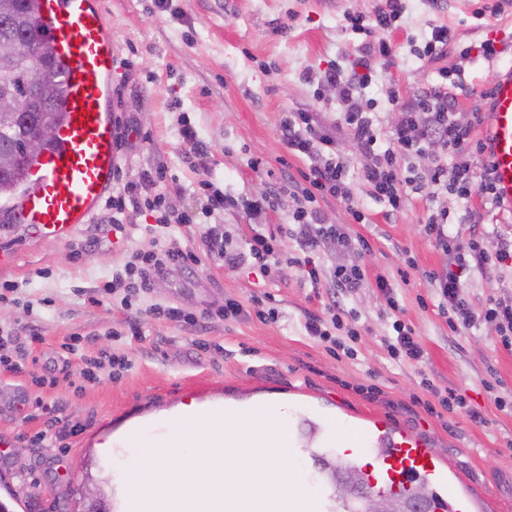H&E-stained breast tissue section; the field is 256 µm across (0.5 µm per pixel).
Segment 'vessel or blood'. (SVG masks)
Listing matches in <instances>:
<instances>
[{"label":"vessel or blood","instance_id":"1","mask_svg":"<svg viewBox=\"0 0 512 512\" xmlns=\"http://www.w3.org/2000/svg\"><path fill=\"white\" fill-rule=\"evenodd\" d=\"M37 15L53 37L63 69L62 120L56 147L34 165L30 187L13 213L17 222L62 239L90 221L115 182L117 130L109 103L116 46L97 0H38ZM489 125L493 180L500 199L512 206V67L494 85ZM328 441L336 455L361 469L369 494L399 492L413 502L424 489L428 512H475L471 498L454 489L450 473L429 445L387 419L370 420L359 434L336 431ZM222 508L307 512L300 499Z\"/></svg>","mask_w":512,"mask_h":512}]
</instances>
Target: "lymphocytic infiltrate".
I'll list each match as a JSON object with an SVG mask.
<instances>
[{"label":"lymphocytic infiltrate","mask_w":512,"mask_h":512,"mask_svg":"<svg viewBox=\"0 0 512 512\" xmlns=\"http://www.w3.org/2000/svg\"><path fill=\"white\" fill-rule=\"evenodd\" d=\"M406 10L404 0H381L373 17L361 14L347 15L350 29L355 33H377L378 39L366 43L358 60L357 70L348 72L332 68L316 74L318 85L335 87L342 106V125L359 140L364 149L363 179L369 196L382 199L390 211H402L410 194L423 192L436 199L448 194L465 202L461 214L441 207L431 211L425 223L428 237L447 258L438 272H430L429 280L435 288L441 311L449 312L450 328H471L477 323L463 294L460 273L470 266H482L492 260L500 262L512 258V227L493 225L492 229L473 235L468 242H460L453 231L454 224H481L486 219L484 205L501 208L493 179L487 140H473L472 131L482 126L485 113H472L468 122L456 119L452 98L447 87L435 86L406 101L393 94L389 97L392 109L401 117L391 127L387 148L379 146V131L369 110L365 90L370 82L372 59L390 61L391 45L384 34L392 29ZM282 144L288 153L306 156L310 165L302 178L285 174L284 189L297 201L292 215L293 226L285 234L296 240L304 258L300 265L311 283H318L319 273L309 257L322 242L332 240L342 245H356L358 251L369 250L367 240H352L347 225L323 223L318 206L320 200L334 197L351 200V189L345 180V170L336 159V137L310 112H289L281 120ZM428 156L429 165L424 176L404 174L400 163L413 156ZM480 196L482 209L469 208L472 196ZM276 198L262 195L248 200L245 210L255 225L246 250L228 247L226 239L217 230L207 236L211 252L223 258L225 267L237 268L247 261L259 264L263 271H271L279 263V251L273 236L265 234L260 219L272 210ZM146 208L156 214L158 228L168 229L186 223L187 217L164 208L161 197L140 199L135 183H127L122 195L113 197L112 208L123 211L126 206ZM191 254L176 245L166 246L160 253L135 254L128 263L127 273L137 274L136 291L147 292L153 277L165 270L182 269L191 261ZM360 266H341L336 270L337 293L326 306V316L309 315L303 329L306 336L331 342L336 332L357 338L358 315L347 309L344 298L363 285Z\"/></svg>","instance_id":"1"}]
</instances>
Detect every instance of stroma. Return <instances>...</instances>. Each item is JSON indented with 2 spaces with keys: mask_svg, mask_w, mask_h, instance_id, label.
<instances>
[{
  "mask_svg": "<svg viewBox=\"0 0 512 512\" xmlns=\"http://www.w3.org/2000/svg\"><path fill=\"white\" fill-rule=\"evenodd\" d=\"M378 0H173L178 16L160 11L155 0H100L118 48L112 76L111 112L118 128L117 186L145 172L162 171L155 190L190 223L158 231L144 210H126L123 235L109 232L113 216L100 206L88 224L70 237L43 236L25 224L0 223V284L15 285L0 301V326L21 335L36 332L26 369L0 368V494L24 488L20 512H83L86 488H99L109 500L120 498L121 457L106 460L103 437L135 418L170 411L188 401L239 402L276 396L297 405L318 426L340 421L351 426L381 416L418 433L464 482L486 512H512V351L491 333L489 323L451 333L426 279L443 255L429 240L424 222L431 203L413 195L405 210L391 215L384 202L366 194L362 148L339 124L335 90L306 81L309 72L348 67L360 56L366 37L346 29L345 12L371 14ZM404 29L389 36L396 66H376L366 89L382 130L397 121L388 98H403L431 87L439 72L459 62V52L494 40L491 60L476 58L461 85L452 88L459 120H469L481 92L493 87L512 65V5L490 24L474 18L477 0H406ZM445 25L455 41L434 60L410 53L412 42ZM306 111L336 133V151L348 166L352 203L330 197L320 203L328 224L348 225L351 236L368 239L372 251H355L326 241L313 253L320 282L305 280L293 259L299 254L280 229L291 221L295 201L280 189L283 172L307 169L305 156L287 155L281 141L284 113ZM190 124L204 146L195 155L179 130ZM233 198V206L205 216L202 201L211 188ZM276 194L266 230L275 235L280 263L270 275L258 266L225 267L207 246L206 232L217 228L242 249L250 235L245 200ZM363 207L369 221L355 223L350 205ZM192 252L196 264L155 276L135 308L122 292L105 287L123 270L132 251L152 252L165 242ZM417 269L408 279L400 271L406 258ZM360 265L362 288L348 297L361 334L351 354L332 355L324 343L305 336V315L324 310L336 289L341 265ZM394 286L401 307L393 314L376 288L377 277ZM463 292L475 313L512 287V263L466 271ZM271 293L276 319L260 320L253 299ZM245 314L221 317L227 300ZM173 306L197 317V325L152 314ZM401 318L424 348L421 363L394 362L383 343L394 318ZM83 337L84 354L64 356L62 345ZM110 349L124 366L103 365L98 380L83 384L84 355ZM54 378L39 389L35 375ZM462 395L467 407L482 412L474 424L466 409L431 413L422 379ZM46 430L56 441H38Z\"/></svg>",
  "mask_w": 512,
  "mask_h": 512,
  "instance_id": "35a3bbf8",
  "label": "stroma"
}]
</instances>
